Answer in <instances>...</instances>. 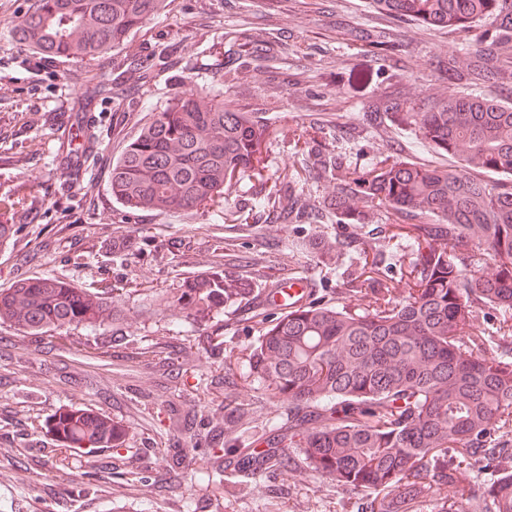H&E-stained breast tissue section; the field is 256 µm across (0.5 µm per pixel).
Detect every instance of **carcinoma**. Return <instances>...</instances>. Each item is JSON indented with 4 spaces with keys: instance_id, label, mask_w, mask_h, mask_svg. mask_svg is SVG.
I'll use <instances>...</instances> for the list:
<instances>
[{
    "instance_id": "1",
    "label": "carcinoma",
    "mask_w": 512,
    "mask_h": 512,
    "mask_svg": "<svg viewBox=\"0 0 512 512\" xmlns=\"http://www.w3.org/2000/svg\"><path fill=\"white\" fill-rule=\"evenodd\" d=\"M167 0H28L12 38L47 57L105 56L157 14ZM376 13L453 30H480L473 49L442 61L448 81L467 92L417 108L399 89L366 102L375 122L407 129L460 165L432 166L405 157L346 172L322 206L338 224H370L383 211L412 221L406 237L413 286L396 301L377 293L365 311L345 303H310L264 328L247 360L249 376L286 403L285 418L260 428L257 443L234 442L252 422L249 405L224 407V425L197 438L213 459L203 480L223 485L300 466L338 485L369 492L361 512H415L431 493L446 512H512V103L475 88L512 85V0H372ZM384 51L400 48L392 27L364 30ZM263 129L251 113L202 93L175 94L112 163V198L128 210H194L224 195L235 177L259 163ZM15 202L0 199V242L14 233L2 220ZM300 224L316 206L293 190L254 200ZM487 256L474 269L473 248ZM248 289L215 273L188 284L182 308L205 318ZM108 309L101 296L51 277L0 288V321L31 336L84 325ZM496 327L474 331L479 312ZM50 466L67 448L120 449L125 429L90 409L67 407L46 424ZM484 478L473 480V466Z\"/></svg>"
}]
</instances>
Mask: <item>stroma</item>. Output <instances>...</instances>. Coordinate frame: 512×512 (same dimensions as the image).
Masks as SVG:
<instances>
[{
	"label": "stroma",
	"mask_w": 512,
	"mask_h": 512,
	"mask_svg": "<svg viewBox=\"0 0 512 512\" xmlns=\"http://www.w3.org/2000/svg\"><path fill=\"white\" fill-rule=\"evenodd\" d=\"M369 3L172 0L113 54L73 61L15 43L10 31L24 19L27 0H0V150L22 157L20 165H0V197L17 201L16 230L0 243V287L52 277L107 298L111 307L95 329L73 327L49 337L0 324V496L12 500L14 512H104V498L129 496L117 475L133 470L148 482L147 512H187L191 503L197 512H360L364 494L304 469L228 480L223 492H213L200 481L208 452L175 432L168 406L194 409L205 422L222 418L223 384L230 378L257 423L281 419L284 403L258 395L242 378L262 319L283 312L259 302L274 282L308 278L318 285L316 300L341 297L351 309H365L366 293L347 297L343 288L372 249L378 253L374 278L394 298L407 293L400 259L410 248L386 216L340 224L326 212L311 224H287L249 203L285 191L293 177L312 201L333 193L335 174L316 163L321 151L341 155L351 169L398 157L439 163L409 132L372 127L362 103L393 84L405 87L415 105L460 94L439 64L473 44L476 32L400 21L410 55L386 60L342 34L374 22ZM243 32L274 41L276 52L246 59L231 80L208 60L223 56ZM169 46L176 54L156 66V51ZM103 83L111 94L99 93ZM185 89L219 94L254 113L266 133L262 160L200 209L126 210L112 198V163L153 113ZM220 245L238 257L225 266V276L243 283L247 295L203 321L174 310L188 281L215 271ZM217 337L222 345H214ZM157 342L171 346L177 366L160 356L147 366L133 358L134 345ZM66 405L109 415L127 429L121 449L92 454L111 460L117 472L99 471L105 492L79 506L67 494L84 480L86 449L59 452L46 469L36 457L51 445L44 422ZM182 448L191 449V460L166 481L169 458Z\"/></svg>",
	"instance_id": "stroma-1"
}]
</instances>
